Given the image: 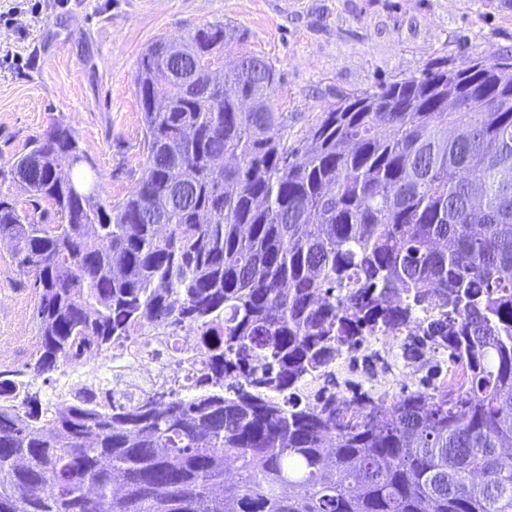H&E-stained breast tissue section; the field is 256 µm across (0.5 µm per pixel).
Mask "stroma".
Segmentation results:
<instances>
[{
    "label": "stroma",
    "instance_id": "stroma-1",
    "mask_svg": "<svg viewBox=\"0 0 512 512\" xmlns=\"http://www.w3.org/2000/svg\"><path fill=\"white\" fill-rule=\"evenodd\" d=\"M213 22L282 74L276 97L288 133L340 96L454 62L512 50V9L488 0H0V167L59 119L96 168L101 202L127 196L142 174L143 115L135 75L145 50ZM38 295L0 242V369L36 347Z\"/></svg>",
    "mask_w": 512,
    "mask_h": 512
}]
</instances>
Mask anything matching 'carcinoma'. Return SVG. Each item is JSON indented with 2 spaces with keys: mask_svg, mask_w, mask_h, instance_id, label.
<instances>
[{
  "mask_svg": "<svg viewBox=\"0 0 512 512\" xmlns=\"http://www.w3.org/2000/svg\"><path fill=\"white\" fill-rule=\"evenodd\" d=\"M212 23L157 40L135 78L147 158L128 196L55 120L6 174L57 219L0 194V239L38 294L40 343L0 369V512H512V53L339 97L294 140L281 73ZM224 72L196 95L200 63ZM169 89V109L151 90ZM401 294L406 307L391 304ZM446 305L432 338L467 366L387 413L318 385L367 326ZM185 326L178 377L125 398L97 376Z\"/></svg>",
  "mask_w": 512,
  "mask_h": 512,
  "instance_id": "1",
  "label": "carcinoma"
}]
</instances>
